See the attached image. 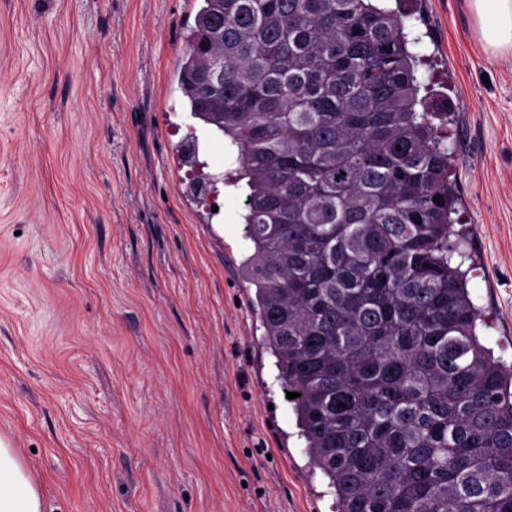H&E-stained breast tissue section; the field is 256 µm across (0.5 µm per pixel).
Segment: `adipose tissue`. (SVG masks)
Listing matches in <instances>:
<instances>
[{
  "label": "adipose tissue",
  "mask_w": 512,
  "mask_h": 512,
  "mask_svg": "<svg viewBox=\"0 0 512 512\" xmlns=\"http://www.w3.org/2000/svg\"><path fill=\"white\" fill-rule=\"evenodd\" d=\"M485 48L512 51V0H470ZM0 512H42L38 486L11 443L0 438Z\"/></svg>",
  "instance_id": "ef3b65f1"
}]
</instances>
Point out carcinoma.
<instances>
[{
	"label": "carcinoma",
	"instance_id": "carcinoma-1",
	"mask_svg": "<svg viewBox=\"0 0 512 512\" xmlns=\"http://www.w3.org/2000/svg\"><path fill=\"white\" fill-rule=\"evenodd\" d=\"M404 18L200 0L178 85L236 156L241 271L336 512H512V369L451 265L458 198Z\"/></svg>",
	"mask_w": 512,
	"mask_h": 512
}]
</instances>
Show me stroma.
<instances>
[{
    "label": "stroma",
    "instance_id": "obj_1",
    "mask_svg": "<svg viewBox=\"0 0 512 512\" xmlns=\"http://www.w3.org/2000/svg\"><path fill=\"white\" fill-rule=\"evenodd\" d=\"M198 0H0V437L43 512H336L240 265L172 148ZM406 14L461 203L453 265L512 364V52L469 0Z\"/></svg>",
    "mask_w": 512,
    "mask_h": 512
}]
</instances>
